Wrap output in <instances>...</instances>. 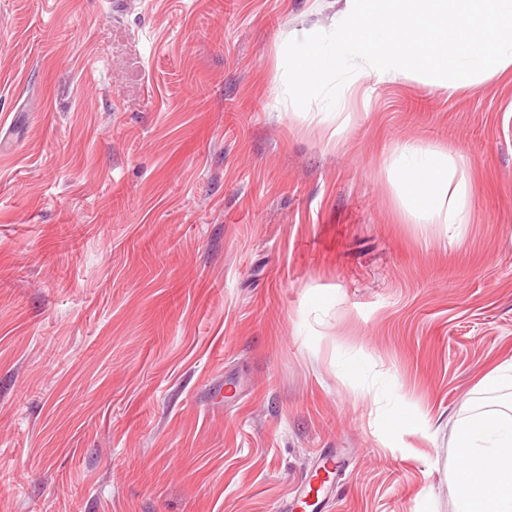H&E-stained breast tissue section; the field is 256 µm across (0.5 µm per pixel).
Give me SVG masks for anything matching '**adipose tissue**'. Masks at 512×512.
Wrapping results in <instances>:
<instances>
[{
    "instance_id": "1",
    "label": "adipose tissue",
    "mask_w": 512,
    "mask_h": 512,
    "mask_svg": "<svg viewBox=\"0 0 512 512\" xmlns=\"http://www.w3.org/2000/svg\"><path fill=\"white\" fill-rule=\"evenodd\" d=\"M329 26L299 27L281 46V93L294 109L318 101L339 118L366 79L415 80L434 90L478 89L512 71V0H341ZM469 154L402 146L390 159L417 224H464ZM466 462L455 512H512V414L477 411L455 423Z\"/></svg>"
}]
</instances>
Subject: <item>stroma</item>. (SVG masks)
I'll return each instance as SVG.
<instances>
[{"instance_id":"1","label":"stroma","mask_w":512,"mask_h":512,"mask_svg":"<svg viewBox=\"0 0 512 512\" xmlns=\"http://www.w3.org/2000/svg\"><path fill=\"white\" fill-rule=\"evenodd\" d=\"M336 0H0V512H454L512 402V73L285 105ZM468 152L461 234L387 161Z\"/></svg>"}]
</instances>
